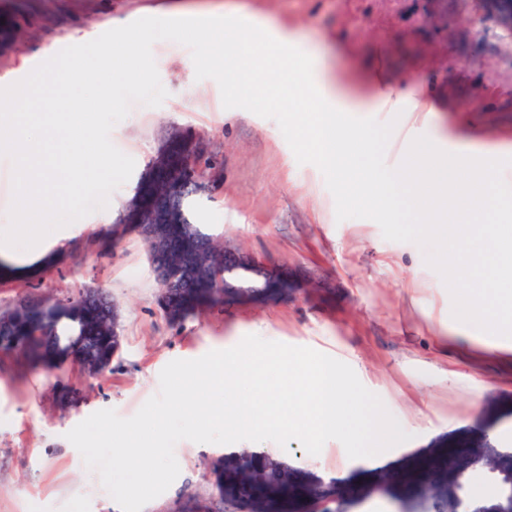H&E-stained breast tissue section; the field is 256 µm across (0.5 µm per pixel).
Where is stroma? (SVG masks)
Masks as SVG:
<instances>
[{
    "mask_svg": "<svg viewBox=\"0 0 512 512\" xmlns=\"http://www.w3.org/2000/svg\"><path fill=\"white\" fill-rule=\"evenodd\" d=\"M46 0L38 30L0 57V84L72 45L142 17H189L242 8L288 28L325 65L367 89L374 76L432 108L431 125L450 140L486 148L512 144V33L478 0ZM168 92L161 106L132 104L111 131L135 161L129 180L110 195L121 216L138 181L166 141L203 138L218 153L222 175L213 193L197 195L196 223L220 244L238 248L297 280L296 292L262 305L217 306L172 325L160 307L161 286L137 233L113 238L101 212L79 219L72 243L36 278L0 281V313L25 297L67 298L86 287L106 291L119 313L121 349L99 376L68 364L14 377L0 362V512H113L112 498L66 434L92 413L135 415L159 391L161 370L257 335L303 346L348 364L409 433V447L473 450L489 441L512 450V359L495 339L459 329L452 297L418 244L383 237L370 219L337 221L322 172L298 163L277 122L222 105L216 81L196 80L190 50L154 43ZM379 131L377 162L396 168L408 148L406 110L371 115ZM266 453L324 479H337L343 512H388L371 481L344 485L357 473L343 445L309 455L297 441ZM223 445L175 446L180 474L142 512H167L185 495L211 493Z\"/></svg>",
    "mask_w": 512,
    "mask_h": 512,
    "instance_id": "35a3bbf8",
    "label": "stroma"
}]
</instances>
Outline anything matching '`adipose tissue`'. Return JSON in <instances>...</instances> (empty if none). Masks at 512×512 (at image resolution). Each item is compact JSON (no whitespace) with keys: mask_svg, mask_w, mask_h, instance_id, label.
I'll return each mask as SVG.
<instances>
[{"mask_svg":"<svg viewBox=\"0 0 512 512\" xmlns=\"http://www.w3.org/2000/svg\"><path fill=\"white\" fill-rule=\"evenodd\" d=\"M204 33L210 38L209 58L219 68L229 59L252 53L257 43L272 58L302 59L296 81L319 111L313 147L325 161L344 170L350 202L367 210L380 209L387 219L402 212L427 215L453 249L462 250L448 220L473 208L478 198L493 195L498 150L487 151L483 166L471 167L475 145L449 146L447 137L430 127L406 151L398 170L379 168L374 158L375 129L361 116L391 105V93L377 88L361 99L352 96L293 33L255 15L235 13L216 20L199 14L180 30L186 40ZM454 280L461 290L459 324L473 333L500 337V350L512 353V344L505 341L512 335V258L458 264Z\"/></svg>","mask_w":512,"mask_h":512,"instance_id":"adipose-tissue-1","label":"adipose tissue"}]
</instances>
